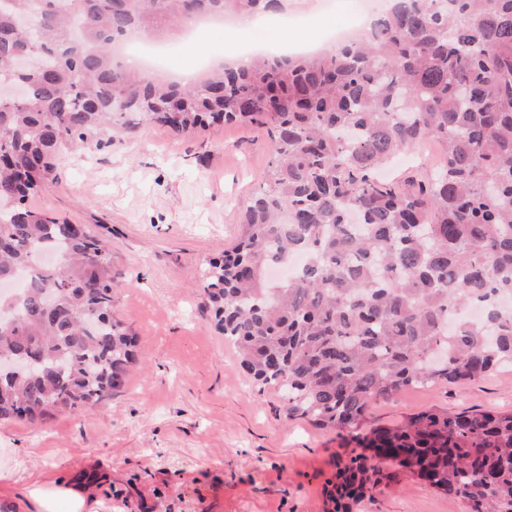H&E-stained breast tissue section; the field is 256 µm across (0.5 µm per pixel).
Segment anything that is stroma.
Wrapping results in <instances>:
<instances>
[{
  "label": "stroma",
  "mask_w": 512,
  "mask_h": 512,
  "mask_svg": "<svg viewBox=\"0 0 512 512\" xmlns=\"http://www.w3.org/2000/svg\"><path fill=\"white\" fill-rule=\"evenodd\" d=\"M352 0H282L289 24L237 33L279 44L285 31L311 39L346 25ZM54 181L32 209L110 238L126 280L113 316L138 339L144 366L99 404L44 422L0 423L14 451L10 489L31 479L88 486L100 512H330L326 490L348 432L288 418L259 390L235 350L202 316L200 270L242 234L243 209L270 162L265 127L206 126L190 134L133 124L108 147L52 159ZM440 408L512 412V365L487 378L409 388L372 404L368 426L401 424ZM355 512H470L467 503L402 474Z\"/></svg>",
  "instance_id": "stroma-1"
}]
</instances>
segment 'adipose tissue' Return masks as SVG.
<instances>
[{
	"mask_svg": "<svg viewBox=\"0 0 512 512\" xmlns=\"http://www.w3.org/2000/svg\"><path fill=\"white\" fill-rule=\"evenodd\" d=\"M66 502L68 512H98L99 500L87 488L63 487L52 481L33 482L23 496L16 497L0 506L5 512H57L59 502Z\"/></svg>",
	"mask_w": 512,
	"mask_h": 512,
	"instance_id": "adipose-tissue-1",
	"label": "adipose tissue"
}]
</instances>
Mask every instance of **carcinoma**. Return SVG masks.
<instances>
[{
    "label": "carcinoma",
    "instance_id": "cac0c4a2",
    "mask_svg": "<svg viewBox=\"0 0 512 512\" xmlns=\"http://www.w3.org/2000/svg\"><path fill=\"white\" fill-rule=\"evenodd\" d=\"M279 0H0V419L44 421L118 391L135 336L112 319V243L29 208L63 144L132 116L188 133L266 127L272 161L244 231L201 276L202 313L287 415L347 431L333 512L390 463L471 512H512V412L430 409L363 435L372 403L512 365V0H386L366 34L317 55H267L169 84L114 59V40H169L196 17L264 23ZM19 56L33 63L9 67ZM436 142L441 163L402 183L381 169ZM304 255L274 285L273 265ZM470 305L483 308L473 322Z\"/></svg>",
    "mask_w": 512,
    "mask_h": 512
}]
</instances>
